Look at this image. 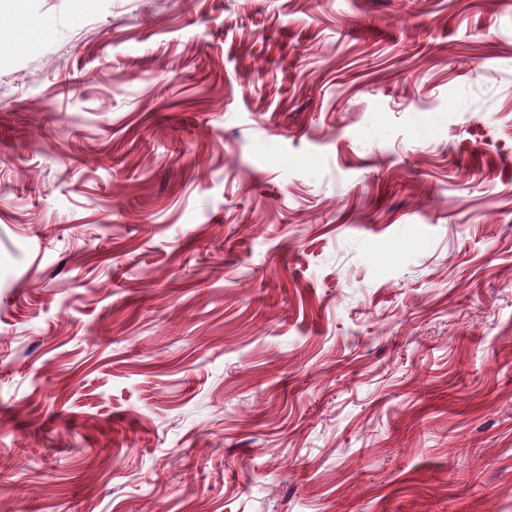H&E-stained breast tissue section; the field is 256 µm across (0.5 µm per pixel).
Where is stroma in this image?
<instances>
[{
	"mask_svg": "<svg viewBox=\"0 0 512 512\" xmlns=\"http://www.w3.org/2000/svg\"><path fill=\"white\" fill-rule=\"evenodd\" d=\"M0 512H512V0H0Z\"/></svg>",
	"mask_w": 512,
	"mask_h": 512,
	"instance_id": "stroma-1",
	"label": "stroma"
}]
</instances>
